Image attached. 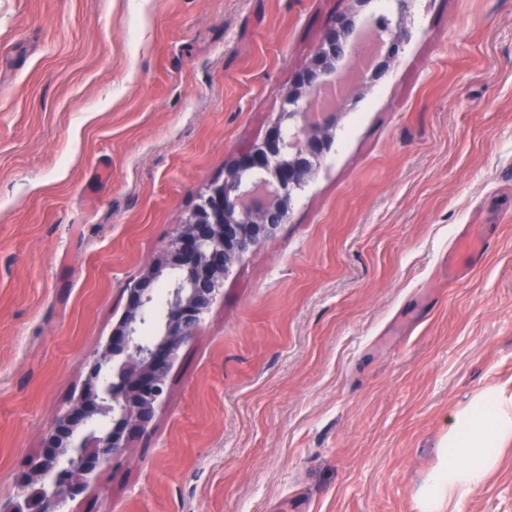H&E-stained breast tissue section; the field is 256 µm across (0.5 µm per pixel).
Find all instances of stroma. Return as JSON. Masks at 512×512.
Wrapping results in <instances>:
<instances>
[{
  "label": "stroma",
  "instance_id": "1",
  "mask_svg": "<svg viewBox=\"0 0 512 512\" xmlns=\"http://www.w3.org/2000/svg\"><path fill=\"white\" fill-rule=\"evenodd\" d=\"M345 0H0V498L127 285L274 125ZM286 224L73 512H424L454 412L512 390V0H410ZM476 238L494 247L477 261ZM465 267L450 281L444 257ZM462 512H512V448Z\"/></svg>",
  "mask_w": 512,
  "mask_h": 512
}]
</instances>
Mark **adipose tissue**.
<instances>
[{
  "label": "adipose tissue",
  "mask_w": 512,
  "mask_h": 512,
  "mask_svg": "<svg viewBox=\"0 0 512 512\" xmlns=\"http://www.w3.org/2000/svg\"><path fill=\"white\" fill-rule=\"evenodd\" d=\"M512 447V390L486 387L452 416L439 465L423 490L425 512H458Z\"/></svg>",
  "instance_id": "1"
}]
</instances>
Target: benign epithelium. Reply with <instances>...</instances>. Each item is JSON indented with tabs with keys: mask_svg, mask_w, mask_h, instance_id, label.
<instances>
[{
	"mask_svg": "<svg viewBox=\"0 0 512 512\" xmlns=\"http://www.w3.org/2000/svg\"><path fill=\"white\" fill-rule=\"evenodd\" d=\"M369 2L350 0V8L322 32L311 63L297 74L287 95L293 130L286 133L276 126L239 156L224 181L212 185L177 225L162 260L126 288L127 310L105 348L90 360L84 391L45 433L44 446L33 462V471L44 484L22 503H0V512H64L98 475L118 464L131 439L151 424L176 354L195 336L224 277L235 262L286 223L293 192L329 147L333 107L322 109L327 118L320 121L311 103L326 90L337 101L352 96L346 71L360 54L357 17ZM373 21L379 45L395 55L403 12L379 15ZM165 268L170 274L167 309L156 336L146 339L141 326L156 297V279ZM104 415L112 416V426L90 434L94 446L76 443L77 433Z\"/></svg>",
	"mask_w": 512,
	"mask_h": 512,
	"instance_id": "benign-epithelium-1",
	"label": "benign epithelium"
}]
</instances>
